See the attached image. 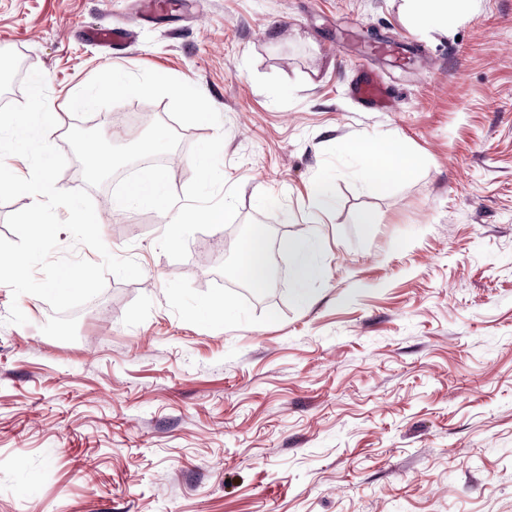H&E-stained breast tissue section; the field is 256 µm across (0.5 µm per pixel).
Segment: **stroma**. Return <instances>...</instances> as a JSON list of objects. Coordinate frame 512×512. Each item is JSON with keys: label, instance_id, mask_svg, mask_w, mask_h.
<instances>
[{"label": "stroma", "instance_id": "1", "mask_svg": "<svg viewBox=\"0 0 512 512\" xmlns=\"http://www.w3.org/2000/svg\"><path fill=\"white\" fill-rule=\"evenodd\" d=\"M402 0H0V51L16 60L0 105L46 76L66 127L124 144L162 120L191 146L223 135L221 169L240 188L230 225L193 234L176 261L169 218L104 215V243L136 260L78 310L77 339L6 318L0 284V512H512V0H481L447 34L411 31ZM129 30L125 51L87 39ZM402 43L406 59L365 39ZM393 90L384 112L348 94L359 65ZM115 68L136 83L70 109ZM189 83L211 116L153 82ZM393 137L411 179L368 190L342 147ZM328 180L330 210L311 195ZM379 223L361 224V211ZM254 224L271 244L321 242L305 302L279 253L269 286L243 295L226 270ZM233 306L213 322L208 301Z\"/></svg>", "mask_w": 512, "mask_h": 512}]
</instances>
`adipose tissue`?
Segmentation results:
<instances>
[{
	"mask_svg": "<svg viewBox=\"0 0 512 512\" xmlns=\"http://www.w3.org/2000/svg\"><path fill=\"white\" fill-rule=\"evenodd\" d=\"M476 7L474 0H403L405 24L420 33H447L449 17L463 18ZM344 150L362 165L368 189L384 192L391 176L412 177L419 165L418 157L399 141L379 137L349 140ZM240 271L249 285L263 288L268 278V243L265 225H252L240 245Z\"/></svg>",
	"mask_w": 512,
	"mask_h": 512,
	"instance_id": "ef3b65f1",
	"label": "adipose tissue"
}]
</instances>
